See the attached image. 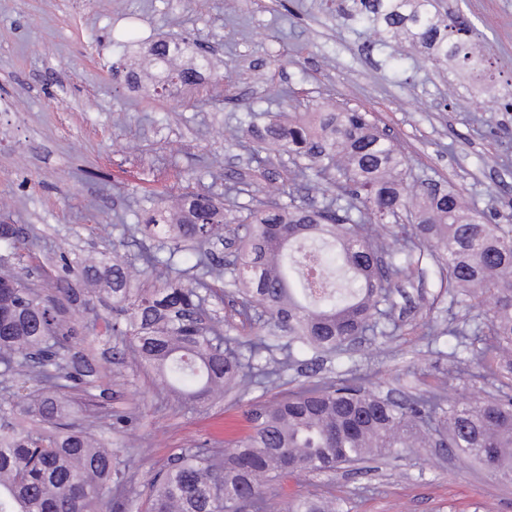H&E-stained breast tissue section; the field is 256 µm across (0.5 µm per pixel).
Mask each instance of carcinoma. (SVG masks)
I'll use <instances>...</instances> for the list:
<instances>
[{
	"mask_svg": "<svg viewBox=\"0 0 512 512\" xmlns=\"http://www.w3.org/2000/svg\"><path fill=\"white\" fill-rule=\"evenodd\" d=\"M361 12L393 37L405 35L432 59L475 66L467 23L443 15L433 0H360ZM179 44L152 48L162 80L197 84L210 62L198 54L170 68ZM250 123L254 154L288 156L293 180L270 194L255 187L245 216L212 195L187 190L179 211L165 203L145 224L156 250L142 256V274L173 278L160 288H136L120 256L85 263L77 277L100 286L112 300L105 334L120 336L140 365L154 370L163 389L185 405L201 407L226 390L250 385L264 370L254 364L264 340L243 353L224 337L208 313L211 252L229 231L236 248L224 264L235 286L237 314L256 335L288 336L294 352L341 351L353 336H375L389 319L397 280L415 257L429 256L448 287L468 296H494L487 331L465 349L491 358L486 373L512 381V225L465 213L453 187L411 194V160L373 127L366 113L336 111L265 113ZM315 185L316 196L298 200L296 181ZM288 201H282V198ZM394 224L404 254L397 263L373 227ZM25 245L13 224H0V512H110L112 494L128 482L129 466L77 424L68 390L99 387L92 371L75 362L73 327L61 310L84 290L62 277L39 288L15 276L10 261ZM194 263H189V257ZM34 377L44 387L12 392ZM252 431L224 451L193 445L149 480L147 512H264L266 489L288 473H331L339 466L392 455L418 438L478 460L512 481V395L506 391L449 402L430 391L404 403L379 395L370 377L314 384L252 410ZM285 512H342L333 500L299 498Z\"/></svg>",
	"mask_w": 512,
	"mask_h": 512,
	"instance_id": "cac0c4a2",
	"label": "carcinoma"
}]
</instances>
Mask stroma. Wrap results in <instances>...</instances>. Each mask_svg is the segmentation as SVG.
Wrapping results in <instances>:
<instances>
[{
  "mask_svg": "<svg viewBox=\"0 0 512 512\" xmlns=\"http://www.w3.org/2000/svg\"><path fill=\"white\" fill-rule=\"evenodd\" d=\"M473 29L478 67H437L420 49L379 45L372 25L337 14L331 0H0V220L29 239L14 271L51 287L90 256L121 255L140 271L149 243L136 231L151 201L176 204L185 183L228 197L229 181L277 189L287 157L255 160L242 146L248 109L308 112L330 102L366 113L410 157L417 179L453 185L469 209L512 224V0H441ZM166 37L184 56L206 53L196 86L155 94L154 79L114 80L113 64L142 68ZM293 100H286V93ZM489 296L448 290L438 266L419 261L393 295L386 335L312 362L288 358L268 337L256 359L266 378L193 409L157 386L121 339L104 335L106 297L66 318L103 377L95 406L74 391L72 413L93 433L125 417L112 447L131 460L126 512H139L150 475L190 443L210 448L245 435L249 403L341 376H371L382 395L405 400L440 388L448 399L485 396L480 361L464 343L484 326ZM463 356L449 370L451 353ZM333 498L344 512H512V483L472 458L417 441L399 454L335 472H299L267 491V512L296 498Z\"/></svg>",
  "mask_w": 512,
  "mask_h": 512,
  "instance_id": "stroma-1",
  "label": "stroma"
}]
</instances>
